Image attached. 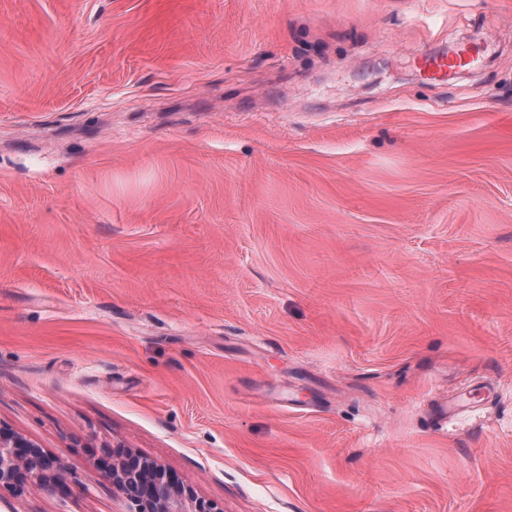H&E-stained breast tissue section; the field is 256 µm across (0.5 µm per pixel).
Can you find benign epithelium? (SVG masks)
<instances>
[{"label": "benign epithelium", "instance_id": "1", "mask_svg": "<svg viewBox=\"0 0 512 512\" xmlns=\"http://www.w3.org/2000/svg\"><path fill=\"white\" fill-rule=\"evenodd\" d=\"M110 473L112 484L129 501V512H216L215 507L172 482L153 460L132 455L116 458ZM65 475L62 462L39 444L0 429V485H53Z\"/></svg>", "mask_w": 512, "mask_h": 512}]
</instances>
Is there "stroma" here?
Wrapping results in <instances>:
<instances>
[{
	"label": "stroma",
	"instance_id": "obj_1",
	"mask_svg": "<svg viewBox=\"0 0 512 512\" xmlns=\"http://www.w3.org/2000/svg\"><path fill=\"white\" fill-rule=\"evenodd\" d=\"M0 425V512H512V0H0ZM66 468L39 444L0 429V485L30 483L40 486L61 482ZM110 473L112 484L130 503L129 512H217L172 482L153 460L132 455L113 458Z\"/></svg>",
	"mask_w": 512,
	"mask_h": 512
}]
</instances>
